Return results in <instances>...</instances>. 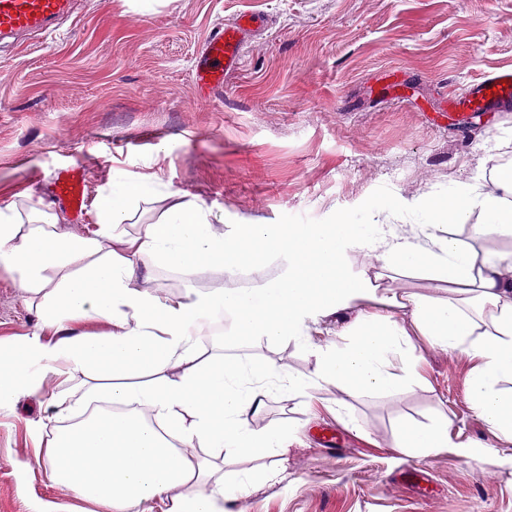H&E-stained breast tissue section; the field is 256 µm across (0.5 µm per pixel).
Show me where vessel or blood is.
I'll list each match as a JSON object with an SVG mask.
<instances>
[{"instance_id":"1","label":"vessel or blood","mask_w":512,"mask_h":512,"mask_svg":"<svg viewBox=\"0 0 512 512\" xmlns=\"http://www.w3.org/2000/svg\"><path fill=\"white\" fill-rule=\"evenodd\" d=\"M72 0H0V40L20 33L52 35L54 24L68 14ZM261 26L255 14L243 13L234 24L218 27L203 45L194 64L199 87L220 86L237 69L251 34ZM450 105L464 112H505L512 109V69L493 72L472 83L464 93H448ZM52 194L73 213L86 209V175L77 166L57 169L51 181Z\"/></svg>"}]
</instances>
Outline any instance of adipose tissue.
<instances>
[{
    "instance_id": "1",
    "label": "adipose tissue",
    "mask_w": 512,
    "mask_h": 512,
    "mask_svg": "<svg viewBox=\"0 0 512 512\" xmlns=\"http://www.w3.org/2000/svg\"><path fill=\"white\" fill-rule=\"evenodd\" d=\"M154 179L112 173L88 235L60 228L50 205L22 213L0 209V271L38 296L40 328L0 345V408L21 396L44 397L49 376L80 373L89 393L113 408L43 438L52 482L111 512H227L270 471L230 478L217 454L285 456L290 431L280 423L248 427L271 395L336 391V407L366 392L394 393L414 383L418 345L459 353L472 364L468 401L500 447L512 446V251L491 254L475 243L512 237V174L493 187L456 184L447 197L385 200L377 212L412 215L417 237L395 225L357 224L336 214L326 224H238L220 231L210 212L167 193L160 217L137 234L121 233ZM477 223H470L471 215ZM470 225L471 243L451 235ZM375 252L398 275L418 272L434 294L407 292L354 269L351 254ZM185 274H236L280 261L281 273L252 288H219L195 298L150 292L143 257ZM223 310L234 342L294 339L314 360L311 375L285 374L269 362L202 357L195 336L204 317ZM348 318L345 344L321 340L331 318ZM106 319L110 332L73 334L76 320ZM56 331L57 341L44 339ZM144 374L142 384L125 383ZM448 426L402 424L393 451L427 457L451 448Z\"/></svg>"
}]
</instances>
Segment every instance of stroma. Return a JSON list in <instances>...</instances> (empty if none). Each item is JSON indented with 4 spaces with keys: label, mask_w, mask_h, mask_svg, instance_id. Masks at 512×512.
<instances>
[{
    "label": "stroma",
    "mask_w": 512,
    "mask_h": 512,
    "mask_svg": "<svg viewBox=\"0 0 512 512\" xmlns=\"http://www.w3.org/2000/svg\"><path fill=\"white\" fill-rule=\"evenodd\" d=\"M265 14L222 89L202 91L193 62L212 28ZM0 43V209L28 211L56 168L86 171L82 219L56 206L62 228L97 221L113 169L158 174L161 188L237 224L363 220L386 197L444 195L456 183L493 184L512 169V111L460 117L442 104L482 75L512 68V0H75L53 39ZM142 203L125 233L166 206ZM143 264L175 297L231 288L222 273L187 275ZM30 294L0 271V342L39 323ZM246 361L310 373L294 342L232 348ZM421 379L398 394L350 400L341 413L321 390L272 397L249 420L285 422L297 439L288 467L241 501L242 512H512V448L486 462L453 451L395 453L401 422L447 420L454 442L493 445L467 400L463 355L426 349ZM85 378L52 377L48 399L0 410V512H109L54 485L28 427L45 434L78 417Z\"/></svg>",
    "instance_id": "1"
}]
</instances>
